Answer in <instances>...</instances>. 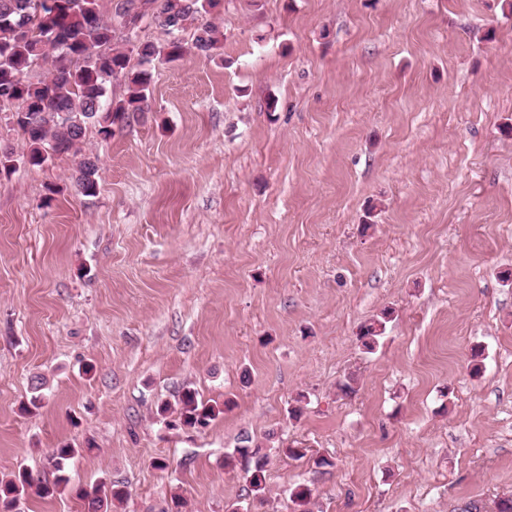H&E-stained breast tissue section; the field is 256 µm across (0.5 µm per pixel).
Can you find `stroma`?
Wrapping results in <instances>:
<instances>
[{
	"label": "stroma",
	"instance_id": "stroma-1",
	"mask_svg": "<svg viewBox=\"0 0 512 512\" xmlns=\"http://www.w3.org/2000/svg\"><path fill=\"white\" fill-rule=\"evenodd\" d=\"M218 26L215 60L156 67L143 116L0 174V477L51 478L52 449L79 450L67 488L17 512H87L110 480L129 490L115 512L175 493L186 512H293L298 485L313 512H496L512 17L499 0H223ZM85 157L92 197L73 183ZM186 387L230 406L201 431L157 418ZM244 440L268 455L262 502L224 465ZM391 317V311L384 309L376 319L361 327L357 339L362 348H365V352L370 353L379 345L386 332L387 323L391 321Z\"/></svg>",
	"mask_w": 512,
	"mask_h": 512
}]
</instances>
